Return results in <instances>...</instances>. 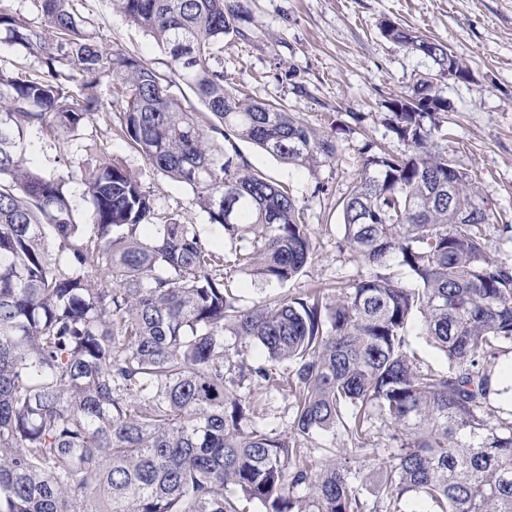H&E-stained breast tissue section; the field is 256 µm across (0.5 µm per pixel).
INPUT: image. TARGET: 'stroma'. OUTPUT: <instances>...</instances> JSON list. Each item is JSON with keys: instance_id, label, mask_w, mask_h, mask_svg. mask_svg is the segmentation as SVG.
<instances>
[{"instance_id": "stroma-1", "label": "stroma", "mask_w": 512, "mask_h": 512, "mask_svg": "<svg viewBox=\"0 0 512 512\" xmlns=\"http://www.w3.org/2000/svg\"><path fill=\"white\" fill-rule=\"evenodd\" d=\"M229 2L238 12V31L224 40L225 74L252 101L282 102L310 127L334 136L338 145L335 157L307 170L239 142V152L254 169L292 190L315 245L306 272L285 285L237 275L243 305L309 288L336 289L371 272L340 249L343 226L336 202L354 181L366 143L384 142L405 152V144L388 129V106L432 71L428 59L381 34L379 23L386 18L439 40L467 62L471 80L448 85L445 95L452 109L438 116L449 131L444 148L472 179L491 215L481 227L487 252L512 264V0ZM72 6L88 19L87 29L98 42L141 58L185 111H204L198 95L175 74L169 54L132 26L111 0H73ZM26 157L42 174L64 179L77 220H85L88 210L84 166L117 159L141 181L158 214L202 225L205 242L218 250L224 247L222 233L207 228L192 189L150 167L111 132L104 115L87 118L77 139H39Z\"/></svg>"}]
</instances>
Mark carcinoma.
<instances>
[{"label": "carcinoma", "instance_id": "cac0c4a2", "mask_svg": "<svg viewBox=\"0 0 512 512\" xmlns=\"http://www.w3.org/2000/svg\"><path fill=\"white\" fill-rule=\"evenodd\" d=\"M71 2L34 0L48 38L0 7V32L33 60L20 77L0 72V512H407L411 499L427 512H512V408L493 405L495 361L512 351V265L486 252L490 215L468 176L448 198L453 159L435 140L448 47L379 24L440 79L394 102L389 130L409 151L366 144L339 202L341 247L377 272L244 306L236 274L283 285L314 243L298 199L236 141L309 170L336 142L224 75V38L237 32L226 0H112L204 112L183 111L147 63L95 40ZM103 76L118 112L97 91ZM99 112L192 188L224 250L173 217L144 236L152 199L115 159L85 169L83 223L63 179L25 166L33 137H74ZM415 324L448 368L410 352ZM253 345L285 369L239 360ZM268 390L295 399L283 431L256 398ZM325 434L348 447L318 462Z\"/></svg>", "mask_w": 512, "mask_h": 512}]
</instances>
